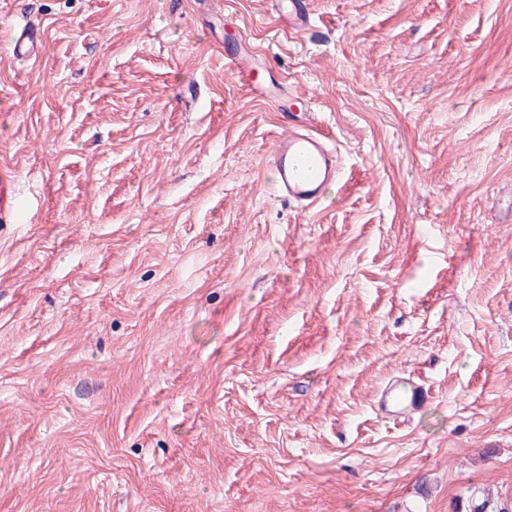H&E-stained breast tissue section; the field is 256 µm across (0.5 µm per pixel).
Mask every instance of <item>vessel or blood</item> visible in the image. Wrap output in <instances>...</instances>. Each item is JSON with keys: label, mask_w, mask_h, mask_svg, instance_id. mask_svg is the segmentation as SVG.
<instances>
[{"label": "vessel or blood", "mask_w": 512, "mask_h": 512, "mask_svg": "<svg viewBox=\"0 0 512 512\" xmlns=\"http://www.w3.org/2000/svg\"><path fill=\"white\" fill-rule=\"evenodd\" d=\"M292 29L304 30L310 24L306 0H283ZM35 25L24 21L12 41L16 57L35 56ZM266 165L276 175L275 191L288 202L311 206L321 202L339 173L335 148L325 137L313 131L311 124L293 125L282 135L266 157ZM426 396L425 390L409 379H399L382 392L377 407L387 417L401 418L415 411Z\"/></svg>", "instance_id": "1"}]
</instances>
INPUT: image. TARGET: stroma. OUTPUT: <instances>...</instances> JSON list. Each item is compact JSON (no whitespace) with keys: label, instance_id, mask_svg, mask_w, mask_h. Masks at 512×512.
I'll use <instances>...</instances> for the list:
<instances>
[{"label":"stroma","instance_id":"1","mask_svg":"<svg viewBox=\"0 0 512 512\" xmlns=\"http://www.w3.org/2000/svg\"><path fill=\"white\" fill-rule=\"evenodd\" d=\"M307 3L0 0V512H512V0ZM282 6L288 13L290 27L305 30L310 25V15L305 0H284ZM35 32V25L29 20H24L12 41L13 56L18 58L36 57L37 44L33 36ZM224 60L228 69L240 78H244L246 83L252 81L251 76L256 71V65L251 54L247 52L239 53L235 56L224 57ZM291 131L282 135L266 157V166L276 175L275 192L297 205L321 202L339 173L336 149L308 123L288 124ZM425 397L420 385L410 379H398L383 390L377 407L385 417L401 418L415 411Z\"/></svg>","mask_w":512,"mask_h":512}]
</instances>
